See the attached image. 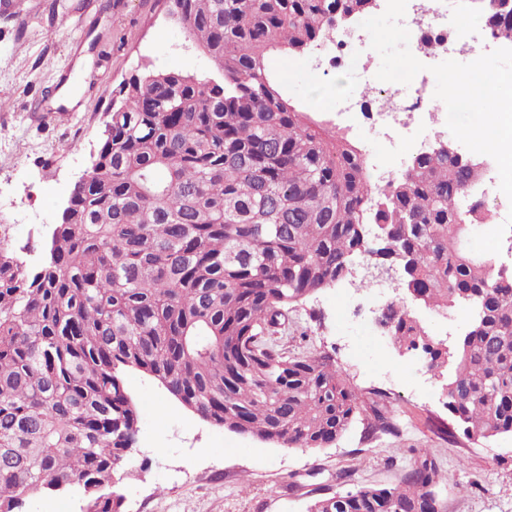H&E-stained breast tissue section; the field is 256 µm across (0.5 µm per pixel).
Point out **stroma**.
Returning a JSON list of instances; mask_svg holds the SVG:
<instances>
[{
    "label": "stroma",
    "mask_w": 512,
    "mask_h": 512,
    "mask_svg": "<svg viewBox=\"0 0 512 512\" xmlns=\"http://www.w3.org/2000/svg\"><path fill=\"white\" fill-rule=\"evenodd\" d=\"M289 99L346 128L333 97L345 72L321 78L303 57L270 55ZM212 68L168 15L164 0H0V210L10 248L38 266L71 190L91 165L112 107V91L148 71L203 75ZM82 93L68 119L53 122L62 91ZM362 266L309 296L281 342L290 352L331 356L353 386L379 391L396 426L369 435L359 418L332 445L284 448L224 430L183 407L157 380L126 370L139 413L136 442L116 489L123 512H305L311 499L361 485L399 484L420 450L440 466L443 512H512V436L468 440L447 407L444 378L421 352H405L372 313ZM350 475L338 484L337 472Z\"/></svg>",
    "instance_id": "1"
}]
</instances>
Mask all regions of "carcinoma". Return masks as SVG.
<instances>
[{
    "label": "carcinoma",
    "mask_w": 512,
    "mask_h": 512,
    "mask_svg": "<svg viewBox=\"0 0 512 512\" xmlns=\"http://www.w3.org/2000/svg\"><path fill=\"white\" fill-rule=\"evenodd\" d=\"M368 2L176 0L170 15L214 75L120 84L42 264L0 242V512L73 486L88 512H122L113 487L139 420L126 368L201 418L285 448L330 445L366 411L373 431H391L384 394L366 400L330 356L275 340L357 256L400 266L407 294L438 312L472 308L450 350L398 299L378 323L449 370L464 436H512V273L469 248L484 209L455 204L482 173L435 150L373 197L354 141L291 103L267 65L274 51L308 54ZM486 20L512 46V6ZM438 477L422 450L401 484L337 491L306 512H435Z\"/></svg>",
    "instance_id": "1"
}]
</instances>
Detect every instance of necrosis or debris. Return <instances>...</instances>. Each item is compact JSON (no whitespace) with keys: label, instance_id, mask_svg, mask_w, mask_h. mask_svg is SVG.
Here are the masks:
<instances>
[{"label":"necrosis or debris","instance_id":"4bbe7bcc","mask_svg":"<svg viewBox=\"0 0 512 512\" xmlns=\"http://www.w3.org/2000/svg\"><path fill=\"white\" fill-rule=\"evenodd\" d=\"M402 23L410 32L412 54L430 68L451 57L468 54L476 58L500 46L482 11L452 13L448 0H408ZM369 48L368 33L356 27L336 31L307 58L309 68L321 76L350 71L351 84L336 96L334 110L362 130L367 151L387 153L404 132L413 128L432 127L437 134L447 135V126L440 123L447 115L446 106L429 95L428 87L434 80L430 69L422 73L410 94L390 91L379 97H364V89L376 84L374 74L364 64Z\"/></svg>","mask_w":512,"mask_h":512}]
</instances>
